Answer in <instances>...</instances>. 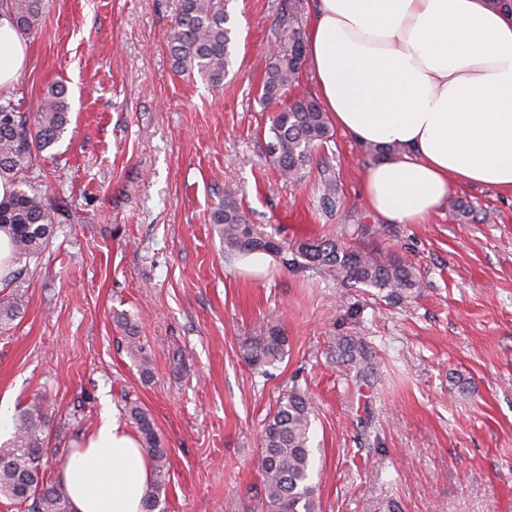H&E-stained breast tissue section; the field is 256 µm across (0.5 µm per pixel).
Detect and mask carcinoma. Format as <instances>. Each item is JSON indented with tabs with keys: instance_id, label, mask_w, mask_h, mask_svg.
I'll use <instances>...</instances> for the list:
<instances>
[{
	"instance_id": "cac0c4a2",
	"label": "carcinoma",
	"mask_w": 512,
	"mask_h": 512,
	"mask_svg": "<svg viewBox=\"0 0 512 512\" xmlns=\"http://www.w3.org/2000/svg\"><path fill=\"white\" fill-rule=\"evenodd\" d=\"M0 6L8 9L17 29L25 35L41 27L46 19L47 0H0ZM226 23L224 0H181L169 34L177 67L191 76L198 75L213 87L223 86L231 66V37ZM301 26L299 0H292L281 16L276 52L264 72L261 100L265 104L277 101L298 86L305 54ZM69 114L70 103L63 84L47 90L31 123L18 112L16 104L0 102V178L16 181L17 175L29 167L35 153L52 147L60 139L70 122ZM331 137L327 113L312 96L298 94L274 116L265 154L281 175L299 180L313 155L325 148ZM318 177L322 187L319 206L331 211L336 207V173L324 161L318 168ZM67 217L66 203L56 202L33 187L18 188L0 200V227L9 226L16 260L27 265L40 258L50 245L54 226ZM209 223L229 255L269 254L284 268L323 270L344 284L386 290L393 299H400L419 287L416 268L398 257L344 246L334 237L289 244L259 233L248 222L239 194L231 188L222 192L210 212ZM15 279L17 276H12L6 287L0 289L1 330L8 329L25 306V294ZM287 346V336L279 326L272 325L264 335L243 345L244 358L252 368L263 369L282 360ZM128 349L143 375H149L150 361L143 346L132 340ZM341 349L342 355L359 372L370 369L371 355L362 342L350 339ZM125 414L137 428L155 472V480L144 498V512H158L169 473L167 448L152 418L140 404L128 403ZM313 416L312 397L293 387L265 420L259 458L262 495L256 512H319L315 486L310 482ZM41 419V406L32 404L20 418L17 448L0 454V495L17 505H28L27 512H70L59 486L44 482L46 451L40 437Z\"/></svg>"
}]
</instances>
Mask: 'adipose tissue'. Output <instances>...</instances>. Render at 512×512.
I'll return each instance as SVG.
<instances>
[{
  "instance_id": "1",
  "label": "adipose tissue",
  "mask_w": 512,
  "mask_h": 512,
  "mask_svg": "<svg viewBox=\"0 0 512 512\" xmlns=\"http://www.w3.org/2000/svg\"><path fill=\"white\" fill-rule=\"evenodd\" d=\"M307 62L331 122L377 148L368 207L422 224L452 187L512 195V11L499 0H316ZM27 41L0 9V89ZM137 438L104 416L59 470L71 512H142L152 485Z\"/></svg>"
}]
</instances>
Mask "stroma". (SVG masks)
Returning <instances> with one entry per match:
<instances>
[{
    "label": "stroma",
    "mask_w": 512,
    "mask_h": 512,
    "mask_svg": "<svg viewBox=\"0 0 512 512\" xmlns=\"http://www.w3.org/2000/svg\"><path fill=\"white\" fill-rule=\"evenodd\" d=\"M284 2L224 0L232 64L214 89L173 66L181 0H50L0 100L31 115L65 83L68 129L19 182L74 219L22 275L26 306L0 333V405L13 423L41 404L53 483L58 451L109 414L131 429L125 405L140 403L170 457L165 512H251L262 425L297 386L316 402L320 512H512V197L456 187L426 223H388L360 193L374 151L338 130L314 157L335 169L334 211L318 206L316 165L282 180L263 151L282 105L259 89ZM228 186L261 233L396 254L420 288L396 300L226 254L208 217ZM271 323L287 353L261 374L242 345ZM346 339L371 352L367 379Z\"/></svg>",
    "instance_id": "35a3bbf8"
}]
</instances>
